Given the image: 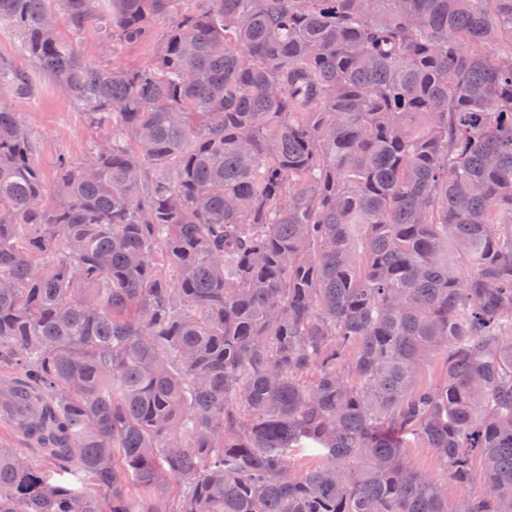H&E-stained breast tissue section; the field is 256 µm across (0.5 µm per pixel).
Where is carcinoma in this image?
I'll return each instance as SVG.
<instances>
[{
    "mask_svg": "<svg viewBox=\"0 0 512 512\" xmlns=\"http://www.w3.org/2000/svg\"><path fill=\"white\" fill-rule=\"evenodd\" d=\"M184 2L0 0V512H512V0ZM18 34L9 24H0V58L20 70H29L28 62L16 52ZM60 35L73 43L82 58L93 65H108L113 60L108 56L100 43V36L95 26H87L82 31H74L63 27ZM2 102L16 112L18 121L36 142V164L46 183L54 179L60 157L80 161L93 141L106 139L112 132L111 127L91 126L81 110L54 92L44 78L34 79L26 96L6 94ZM0 441H2L8 448H19L24 450L29 457L33 460L34 464L42 471H47L46 463L42 461V455L34 449V447L25 443L22 436L10 430L4 423L0 422Z\"/></svg>",
    "mask_w": 512,
    "mask_h": 512,
    "instance_id": "carcinoma-1",
    "label": "carcinoma"
}]
</instances>
